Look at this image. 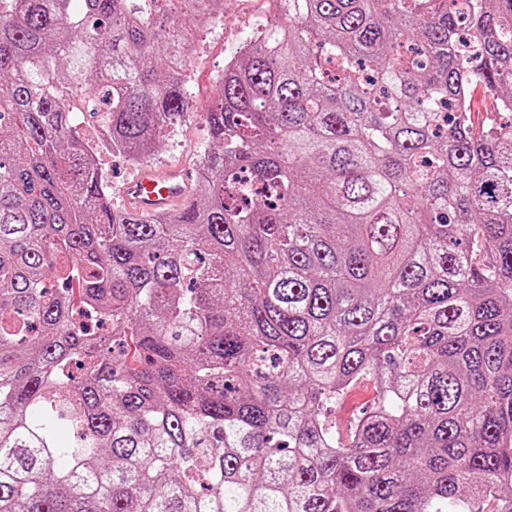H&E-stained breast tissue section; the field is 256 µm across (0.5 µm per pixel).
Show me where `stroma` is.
<instances>
[{
    "label": "stroma",
    "instance_id": "stroma-1",
    "mask_svg": "<svg viewBox=\"0 0 512 512\" xmlns=\"http://www.w3.org/2000/svg\"><path fill=\"white\" fill-rule=\"evenodd\" d=\"M262 0H228L223 18L200 17L191 28L195 39L189 51L191 75L188 113L177 127L164 132L147 161L153 165L180 164L197 171L210 145L205 114L217 93L216 78L224 65L244 45L254 15L260 13ZM377 398L373 380L362 379L349 387L332 408L336 435L347 440L353 421L368 410Z\"/></svg>",
    "mask_w": 512,
    "mask_h": 512
}]
</instances>
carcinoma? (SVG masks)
Wrapping results in <instances>:
<instances>
[{
	"label": "carcinoma",
	"mask_w": 512,
	"mask_h": 512,
	"mask_svg": "<svg viewBox=\"0 0 512 512\" xmlns=\"http://www.w3.org/2000/svg\"><path fill=\"white\" fill-rule=\"evenodd\" d=\"M453 2L268 0L133 216L226 0H0V512H512V0ZM224 18L199 17L190 25L195 39L189 51L191 75L190 98L185 120L163 133L153 154L142 164L169 165L155 168L149 165H131L126 159L102 154L100 162L112 180V200L132 215L154 214L183 206L191 195L193 184L204 151L210 141L205 113L218 93L216 77L224 64L244 45L254 15L260 13L255 24L268 20L261 14L262 0H228ZM191 171H189L188 169ZM376 398L377 388L372 379H362L350 386L332 408L336 437L342 441L347 440L352 422L368 410Z\"/></svg>",
	"instance_id": "obj_1"
}]
</instances>
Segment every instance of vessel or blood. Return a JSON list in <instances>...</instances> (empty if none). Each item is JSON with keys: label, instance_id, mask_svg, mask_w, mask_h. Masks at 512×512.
Returning a JSON list of instances; mask_svg holds the SVG:
<instances>
[{"label": "vessel or blood", "instance_id": "vessel-or-blood-1", "mask_svg": "<svg viewBox=\"0 0 512 512\" xmlns=\"http://www.w3.org/2000/svg\"><path fill=\"white\" fill-rule=\"evenodd\" d=\"M191 195V173L182 166L140 167L121 186L122 208L130 214H154L183 206Z\"/></svg>", "mask_w": 512, "mask_h": 512}]
</instances>
